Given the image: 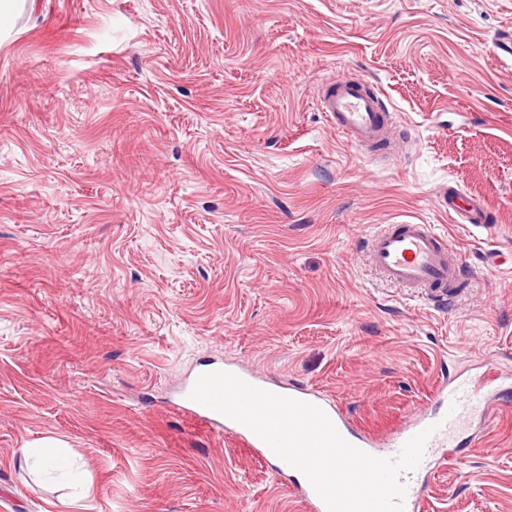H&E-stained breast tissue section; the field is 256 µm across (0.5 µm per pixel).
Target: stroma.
Returning <instances> with one entry per match:
<instances>
[{"mask_svg":"<svg viewBox=\"0 0 512 512\" xmlns=\"http://www.w3.org/2000/svg\"><path fill=\"white\" fill-rule=\"evenodd\" d=\"M512 0H26L0 33V506L306 512L239 441L170 411L210 363L299 383L383 434L440 382L512 373ZM396 115L356 146L317 97ZM453 185L492 221L458 224ZM429 224L459 301L382 282L369 236ZM65 441L88 492L21 450ZM423 512H512V395Z\"/></svg>","mask_w":512,"mask_h":512,"instance_id":"stroma-1","label":"stroma"}]
</instances>
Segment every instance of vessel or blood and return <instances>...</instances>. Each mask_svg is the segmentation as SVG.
Segmentation results:
<instances>
[{"label": "vessel or blood", "mask_w": 512, "mask_h": 512, "mask_svg": "<svg viewBox=\"0 0 512 512\" xmlns=\"http://www.w3.org/2000/svg\"><path fill=\"white\" fill-rule=\"evenodd\" d=\"M336 128L356 144L379 141L388 130L382 99L358 79L336 78L329 82L321 101ZM441 203L451 218L469 224H485L489 214L476 199L463 196L448 187L440 191ZM371 264L384 279L404 288H425L434 292L440 302L456 296L463 276L462 265L446 240L431 225L402 223L373 234L368 242ZM237 375L247 383L277 395L321 407L339 434L354 447L379 458H395L404 444L424 429H431L420 464L402 471L399 481L406 488L404 512H418L426 493L425 477L430 469L446 461L448 449L457 446L460 437L470 431L476 416L490 412L501 402L499 389L460 380L442 391V410L433 415H420L382 441L351 435L337 406L325 403L314 389L285 388L265 381L246 370ZM193 381H186L177 392L175 407L192 420L208 425L216 432L232 430L243 443L258 451L281 472L289 471L280 459L255 433L244 425L190 399Z\"/></svg>", "instance_id": "obj_1"}]
</instances>
